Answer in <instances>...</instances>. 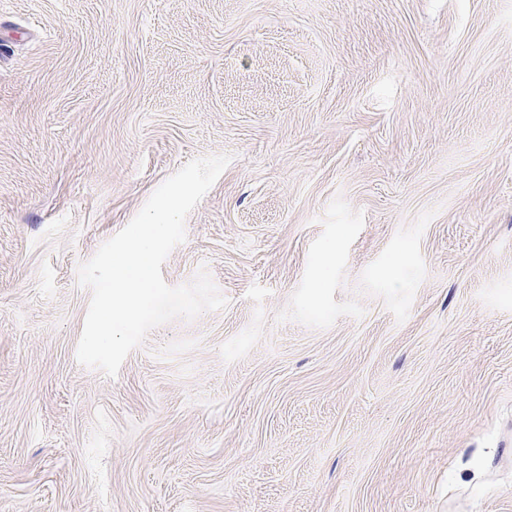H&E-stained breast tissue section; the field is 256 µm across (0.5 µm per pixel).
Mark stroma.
Here are the masks:
<instances>
[{
    "label": "stroma",
    "instance_id": "obj_1",
    "mask_svg": "<svg viewBox=\"0 0 512 512\" xmlns=\"http://www.w3.org/2000/svg\"><path fill=\"white\" fill-rule=\"evenodd\" d=\"M216 155L161 272L225 306L81 365ZM0 512H512V0H0Z\"/></svg>",
    "mask_w": 512,
    "mask_h": 512
}]
</instances>
